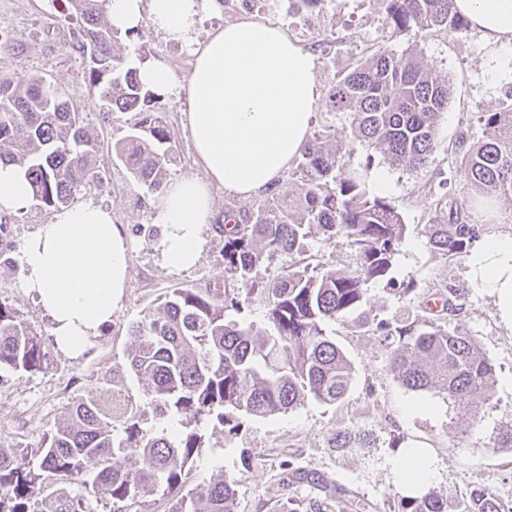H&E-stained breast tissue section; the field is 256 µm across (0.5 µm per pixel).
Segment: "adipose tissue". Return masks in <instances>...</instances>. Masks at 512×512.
Returning a JSON list of instances; mask_svg holds the SVG:
<instances>
[{"label": "adipose tissue", "instance_id": "ef3b65f1", "mask_svg": "<svg viewBox=\"0 0 512 512\" xmlns=\"http://www.w3.org/2000/svg\"><path fill=\"white\" fill-rule=\"evenodd\" d=\"M214 0H109L107 16L120 30L143 21L172 42L189 45L193 67L179 84L188 137L203 176L170 182L155 203L162 231L155 242L172 271L198 262L213 220L212 187L243 198L261 194L299 157L323 91L316 56L281 26L244 18L197 38ZM470 26L493 46L512 44V0H455ZM33 191L24 172L0 162V209L26 212ZM125 229L112 214L85 203L58 211L21 252L26 291L49 317L59 349L80 356L112 322L128 286ZM471 278L493 289L502 318L512 323V238L475 239ZM400 487L426 488L435 466L427 453L392 461Z\"/></svg>", "mask_w": 512, "mask_h": 512}]
</instances>
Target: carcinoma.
I'll use <instances>...</instances> for the list:
<instances>
[{
	"instance_id": "cac0c4a2",
	"label": "carcinoma",
	"mask_w": 512,
	"mask_h": 512,
	"mask_svg": "<svg viewBox=\"0 0 512 512\" xmlns=\"http://www.w3.org/2000/svg\"><path fill=\"white\" fill-rule=\"evenodd\" d=\"M80 21L73 46L86 60L90 87L107 111L134 112L137 121L115 144L116 159L147 190L161 194L180 157L163 113L150 108L156 93L145 87L138 67L115 52L123 38L142 37V28L121 32L106 21V0H66ZM387 25L395 33L411 27L455 31L469 21L454 0H384ZM448 82L418 54L398 56L378 48L337 75L329 105L351 116L358 138L409 170L427 167L438 121L448 108ZM482 139L460 136V170L466 195L433 201L427 225L432 251L448 260L469 252L486 207L512 199V94L495 112H482ZM97 134L58 88L34 76L25 83L0 77V160L24 170L34 200L49 208L70 206L82 192L103 189L106 174L96 166ZM343 147L318 130L308 137L292 173L277 180L254 210L224 211V279L234 292L202 294L173 288L157 310L128 329L127 367L150 383L156 418L180 428L145 429L137 421L112 433L111 415L97 398L73 406L68 421L43 436L41 446L0 449V512H94L91 499L104 491L112 503L148 493L173 501L171 512H234L236 480L220 477L186 488L204 444L199 425L222 428L235 414L287 412L311 397L326 404L343 400L353 384L352 365L326 332L329 322L358 314L385 347L395 379L408 390H439L456 404L462 422L476 414L472 397L494 389L496 374L476 340L442 315L407 320L379 318L364 309L368 287L390 294L415 291L392 276L393 258L406 224L386 198L366 186L367 170H342ZM318 229L325 240L343 239L353 249L351 270L314 271L306 262V239ZM278 256L288 272L263 282L258 268ZM261 289L275 334L265 336L234 320L242 296ZM46 353L37 334L0 302V381L42 368ZM332 447L373 448L368 430L338 429ZM135 453L128 454L126 449ZM77 480L84 493L60 488L42 495L49 481ZM392 512H449L448 495L423 489L399 494ZM455 512H503L499 500L475 486Z\"/></svg>"
}]
</instances>
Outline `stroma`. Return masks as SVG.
I'll return each mask as SVG.
<instances>
[{
    "instance_id": "stroma-1",
    "label": "stroma",
    "mask_w": 512,
    "mask_h": 512,
    "mask_svg": "<svg viewBox=\"0 0 512 512\" xmlns=\"http://www.w3.org/2000/svg\"><path fill=\"white\" fill-rule=\"evenodd\" d=\"M254 17L282 26L318 57L323 90H330L337 73L350 68L369 50L384 47L402 55L418 53L434 73L451 85V99L437 126L431 161L420 171L396 166L383 154L356 138L345 113L320 101L314 129L329 130L343 146L344 168L363 165L384 172L389 180L387 200L408 226L406 240L395 256L397 280H414L415 292L390 295L380 285L370 286L365 306L378 317L403 320L435 303L436 292L456 289L462 306L455 317L473 336L495 367L492 393L473 397L476 418L461 427L456 405L446 394L415 393L392 375L377 336L358 327L355 317L330 324L329 332L353 364L354 385L341 402L328 405L307 399L283 414L239 416L234 431L205 428L204 446L190 474V485L208 483L219 475L236 478L235 512H279L286 502L300 512H347L333 492L308 483L289 484L290 468H304L341 484L352 495L384 512L383 502L399 492L391 462L401 448L425 450L435 462L431 489L456 495L482 485L512 512V450L494 447L501 433L512 430V325L505 323L491 289L468 276V259L445 261L427 244L425 226L432 217L437 195L462 197L465 181L460 170V136L482 137L480 113L496 110L512 90V45H488L474 30L455 33L424 32L409 28L391 33L380 0H323L317 8L298 9L295 0H231L204 17L201 32ZM143 38L124 40L120 50L129 59L146 55L173 74L177 85L192 67L189 46L166 41L150 23L142 25ZM75 26L62 0H0V76L17 82L35 75L47 78L82 112L94 127L100 150L96 164L104 170L105 190H88L81 201H93L112 210L126 229L129 282L121 306L109 327L81 356H71L54 343L51 324L35 299L23 288L19 265L21 248L38 225L52 217L51 208L33 204L23 214L0 210V302L11 306L39 336L47 354L41 370L20 372L0 382V448L40 446L44 433L64 422L79 400L98 397L112 401V429L121 432L126 418L142 427L158 428L152 414L148 385L125 365L129 326L157 309L170 288L208 291L224 279V238L211 224L197 264L173 273L164 268L148 231L154 226V194L136 183L113 153L135 122L132 112L103 113L98 93L84 78L86 62L72 46ZM175 134L181 161L172 178L202 176L188 140L187 116L176 88L156 100ZM310 263L320 270L353 265L351 248L344 241L328 242L322 234L307 239ZM369 430L377 438L373 448L342 454L331 446L337 429ZM401 436V448L390 441Z\"/></svg>"
}]
</instances>
